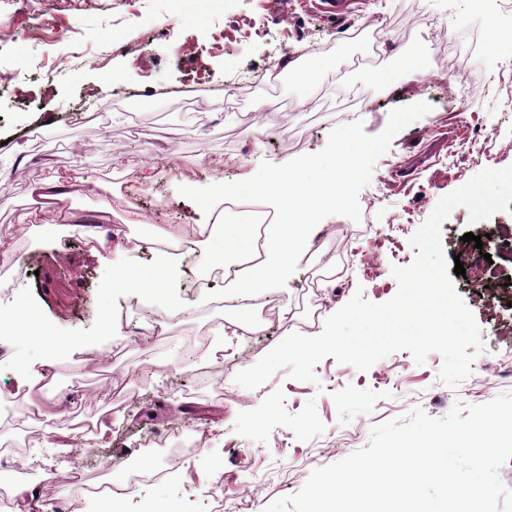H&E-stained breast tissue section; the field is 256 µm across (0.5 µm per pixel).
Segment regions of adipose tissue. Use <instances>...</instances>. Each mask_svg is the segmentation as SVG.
I'll return each instance as SVG.
<instances>
[{
  "mask_svg": "<svg viewBox=\"0 0 512 512\" xmlns=\"http://www.w3.org/2000/svg\"><path fill=\"white\" fill-rule=\"evenodd\" d=\"M352 177L346 176L327 186L318 187L304 182L295 163L284 162L278 174L265 182L247 184L219 183L201 201L203 208L214 212L211 224H197L191 229L195 237L205 239L209 247L203 255L205 264L226 266L253 246V232L247 224H228L218 206L232 194L270 201L279 220L274 231L265 238L262 248L265 259L248 275L239 279L236 290L241 300H248L260 290H269L288 273L289 259L307 242V227L328 210L344 206L349 201ZM45 187L54 192L57 205L53 213L33 208L21 218L26 232L47 233L54 224L68 222L71 213L66 205L73 188L95 193L97 186L81 170L49 178Z\"/></svg>",
  "mask_w": 512,
  "mask_h": 512,
  "instance_id": "1",
  "label": "adipose tissue"
}]
</instances>
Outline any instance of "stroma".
I'll return each mask as SVG.
<instances>
[{"mask_svg": "<svg viewBox=\"0 0 512 512\" xmlns=\"http://www.w3.org/2000/svg\"><path fill=\"white\" fill-rule=\"evenodd\" d=\"M318 0H0V242L14 249L25 271L0 292V315L34 308L43 331L75 336L80 349L43 366L39 342L0 332V438L21 448L25 474L0 465V486L27 491L29 512H56L69 495L65 481L81 469L87 483L102 467L124 461L142 440L182 433L202 446L138 492L122 493L124 512H263L273 500L298 492L313 470L364 448L372 428L422 409L446 416L455 403L478 405L512 393V248L504 230L512 213L473 223L456 207L441 226L446 260L460 258L454 279L472 312L484 350L457 386L439 378L442 357L416 364L395 352L359 371L334 358L314 368L316 382L276 371L254 389L235 377L292 333L315 336L325 320L355 294L373 303L398 289L399 258L414 260L410 238L441 198L484 169L512 167V7L505 0H364V9L331 21ZM492 19L502 37L492 54L465 63L448 26L477 27ZM376 24L397 50L426 61L415 80L396 75L369 90L374 72L392 69L350 38ZM301 50L324 58L315 84L291 75L269 84L264 75ZM51 70L46 90L35 68ZM217 86L198 105L183 84ZM472 114V131L458 122V106ZM104 108L90 121L85 109ZM199 111L194 121L183 113ZM378 140L362 155L361 173L347 206L325 212L310 228L309 246L294 256L276 300L292 307L290 323L271 329L249 351L216 353L226 320L214 292L193 288L201 255L179 256L180 277L168 297L136 298L111 285L112 271H146L153 250L130 245L153 224L170 235L205 224L193 188L223 181H261L285 159L312 158L302 176L322 183L340 171L344 147ZM458 153L449 156V144ZM81 170L95 194L73 195L67 228L28 235L20 217L32 187L55 173ZM141 192L144 222L124 223L121 208L102 203L120 194L127 177ZM111 230L112 244L95 255L89 230ZM481 236V247L464 241ZM344 275L327 283L321 308L305 293L322 252ZM376 266L364 274L362 260ZM497 268L487 285L469 278L486 263ZM163 307L168 325L155 330L149 315ZM205 334L206 346L187 341ZM45 369L46 393L61 408L54 424L31 420L16 396L18 367ZM90 432L76 447H56L58 431L76 424ZM107 435H99L100 424Z\"/></svg>", "mask_w": 512, "mask_h": 512, "instance_id": "stroma-1", "label": "stroma"}]
</instances>
